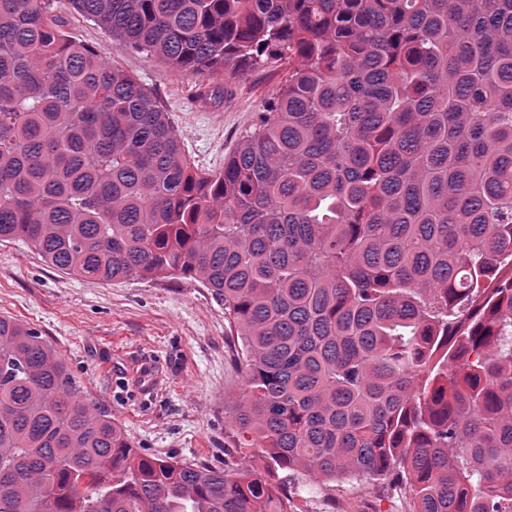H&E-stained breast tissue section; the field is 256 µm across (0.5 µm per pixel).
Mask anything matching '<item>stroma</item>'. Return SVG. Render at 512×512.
Instances as JSON below:
<instances>
[{"instance_id":"1","label":"stroma","mask_w":512,"mask_h":512,"mask_svg":"<svg viewBox=\"0 0 512 512\" xmlns=\"http://www.w3.org/2000/svg\"><path fill=\"white\" fill-rule=\"evenodd\" d=\"M56 13L68 36L133 76L167 112L186 156L218 172L259 120L288 75L272 59L226 79L224 96L202 98L198 79L112 38L77 14L69 0ZM39 329L59 351L85 397L122 425L142 455L220 468L224 409L244 383L224 305L182 278L105 282L57 272L33 249L0 242V315ZM157 364L151 389L136 375L139 357ZM301 512H409V492L346 476L326 484L288 477Z\"/></svg>"}]
</instances>
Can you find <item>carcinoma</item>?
Listing matches in <instances>:
<instances>
[{"label":"carcinoma","mask_w":512,"mask_h":512,"mask_svg":"<svg viewBox=\"0 0 512 512\" xmlns=\"http://www.w3.org/2000/svg\"><path fill=\"white\" fill-rule=\"evenodd\" d=\"M195 78L288 53L224 170L70 39L0 0V241L65 275L180 276L245 381L224 467L141 456L59 352L0 315V512H296L281 471L512 503V0H70Z\"/></svg>","instance_id":"obj_1"}]
</instances>
